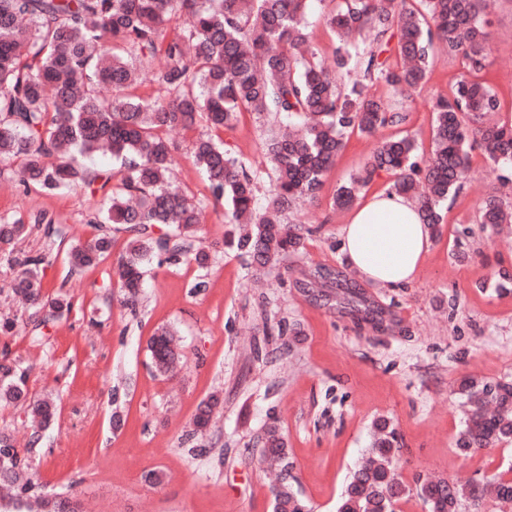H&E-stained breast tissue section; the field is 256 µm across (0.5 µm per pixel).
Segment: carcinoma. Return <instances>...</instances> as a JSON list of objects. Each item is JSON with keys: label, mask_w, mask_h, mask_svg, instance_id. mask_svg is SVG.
Wrapping results in <instances>:
<instances>
[{"label": "carcinoma", "mask_w": 512, "mask_h": 512, "mask_svg": "<svg viewBox=\"0 0 512 512\" xmlns=\"http://www.w3.org/2000/svg\"><path fill=\"white\" fill-rule=\"evenodd\" d=\"M309 0H0V163H14L23 190L53 195L81 189L96 196L99 174L74 164L71 153L105 150L123 168L121 185L95 207L98 224L121 226L130 234L116 267L125 304L136 311L145 268L154 258L188 260L204 266L210 255L199 245L201 204L191 202L170 178L172 149L163 132L190 131L199 123L220 130L240 112H273L288 125L263 143L273 171L271 198L258 207L259 175L224 141L198 137L192 160L215 200H224L229 223L245 222L236 249L261 271L304 245L302 227L288 224L291 206L319 199L325 177L353 133L371 136L403 124L406 115L372 94L383 81L399 93L424 87L435 54L460 56L465 74L448 92L433 97L432 149L419 160L407 136L377 143L359 173L338 187L333 206H351L360 189L381 173L393 176L388 191L413 199L424 223L438 235L442 208L461 187L471 152L483 151L512 183V117L502 118L501 101L489 83L490 25L483 0H341L326 24L339 40L332 62L316 56L307 30ZM397 38L391 64L382 58ZM160 95L129 93L144 73ZM512 222V203L490 195L478 223ZM42 232L46 249L16 253L17 241ZM65 240L56 219L39 213L0 217V253L17 269L12 291L28 303L38 327L71 312L62 293L44 291V271L59 253L70 274L99 266L115 240L102 233ZM313 281H347L344 269L316 266ZM159 376L173 374L180 354L176 331L157 327L148 342ZM27 373L0 350V404L21 407L33 426L35 446L58 414L56 402L29 397ZM465 407L458 452L472 456L512 441V381L461 379ZM219 397L203 400L185 434L191 442L207 432ZM373 441L349 475L337 512H392L411 496L427 512H482L492 493L512 506V479L497 475L457 484L417 477L406 484L396 471L401 442L384 418L374 424ZM262 457L282 473L290 459L276 424L262 437ZM0 483L10 487L11 512H78L73 503L49 495L23 477V460L10 435L0 432ZM306 501L290 481L273 490V512H302Z\"/></svg>", "instance_id": "carcinoma-1"}]
</instances>
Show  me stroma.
I'll list each match as a JSON object with an SVG mask.
<instances>
[{
	"instance_id": "1",
	"label": "stroma",
	"mask_w": 512,
	"mask_h": 512,
	"mask_svg": "<svg viewBox=\"0 0 512 512\" xmlns=\"http://www.w3.org/2000/svg\"><path fill=\"white\" fill-rule=\"evenodd\" d=\"M489 76L512 106V0H499L490 17ZM463 71L455 56L438 55L425 92L407 97L385 83L377 97L404 111L402 126L427 155L432 136L431 94L447 92ZM274 115L245 112L221 136L270 182L262 150ZM174 143L173 178L206 209L208 267L195 262L150 264L137 311L124 304L115 274L125 233H115L113 258L80 275L63 260L47 269L48 286H63L74 308L34 335L24 305L7 285L0 261V314L16 318L7 337L12 358L27 371L35 397L59 405L56 421L37 447L21 409H0V430L12 434L28 476L47 491L72 498L87 512H272V479L260 463L261 437L277 424L288 444L297 487L313 512H336L350 472L369 447L373 423L390 419L402 442L398 473L440 475L464 484L512 468V443L465 457L455 448L462 412L454 389L472 375L512 379V291L495 287L512 272V232L477 222L484 199L499 187L496 171L473 151L460 193L444 212L418 278L380 288L363 278L351 284L313 283L318 265L342 267L341 229L348 213L332 207L338 187L362 167L375 139L350 138L327 174L318 202L287 214L303 225L304 246L268 272L255 271L229 241L239 232L226 207L190 158L191 132L166 131ZM83 192H23L10 171L0 172V216L52 213L73 238L101 231ZM204 289H196L198 281ZM359 298L385 327L358 319L348 305ZM178 334L182 359L175 377H156L147 349L153 330ZM260 345L261 358L251 348ZM219 393L218 423L185 442L200 401ZM126 419L113 430L111 416ZM164 472L161 483L148 481Z\"/></svg>"
}]
</instances>
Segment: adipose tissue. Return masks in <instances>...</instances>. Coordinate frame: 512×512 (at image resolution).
Listing matches in <instances>:
<instances>
[{
    "label": "adipose tissue",
    "mask_w": 512,
    "mask_h": 512,
    "mask_svg": "<svg viewBox=\"0 0 512 512\" xmlns=\"http://www.w3.org/2000/svg\"><path fill=\"white\" fill-rule=\"evenodd\" d=\"M342 251L368 282L394 288L419 274L430 246V228L406 196L380 192L353 208L342 231Z\"/></svg>",
    "instance_id": "obj_1"
}]
</instances>
